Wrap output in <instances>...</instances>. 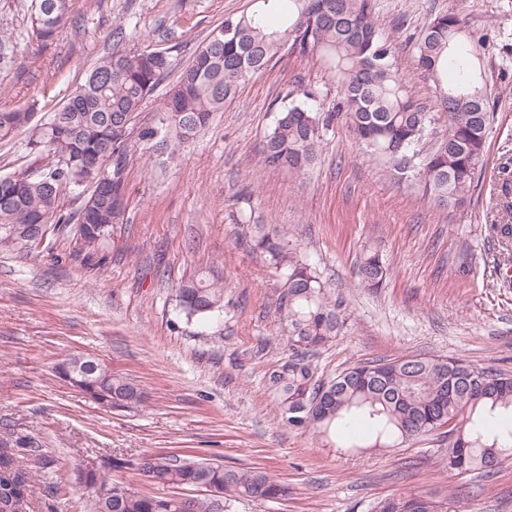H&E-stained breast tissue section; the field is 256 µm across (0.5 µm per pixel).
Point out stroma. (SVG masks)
Returning <instances> with one entry per match:
<instances>
[{"label":"stroma","instance_id":"1","mask_svg":"<svg viewBox=\"0 0 512 512\" xmlns=\"http://www.w3.org/2000/svg\"><path fill=\"white\" fill-rule=\"evenodd\" d=\"M380 23L420 101L411 38L451 0H379ZM251 0H73L72 18L48 43L28 40L0 82V107L36 105L47 122L97 60L116 47V26L170 50L177 66ZM489 45L495 101L471 202L448 212L390 177L336 126L306 175L257 167L280 106L300 89L334 106L321 63L284 55L243 83L236 99L179 161L126 158L124 215L96 251L54 232L35 249L0 246V451L31 479L29 512H87L74 474L118 455L191 454L258 467L286 490L273 501L235 499L227 512H371L398 494L454 498L455 512H512V457L484 481L440 469L448 438L432 433L396 448H339L284 426L266 380L287 360L276 314L282 278L249 247L255 224L280 225L315 264L344 326L315 359L323 376L400 355L456 357L512 370V287L503 285L496 229L501 171L512 172V53ZM379 254L381 287L358 266ZM202 277L224 307L186 321L174 287ZM94 356L137 384L142 402L98 406L60 379L55 364ZM68 485L55 492L54 483Z\"/></svg>","mask_w":512,"mask_h":512}]
</instances>
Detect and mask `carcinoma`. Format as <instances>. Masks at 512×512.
Returning <instances> with one entry per match:
<instances>
[{
    "instance_id": "obj_1",
    "label": "carcinoma",
    "mask_w": 512,
    "mask_h": 512,
    "mask_svg": "<svg viewBox=\"0 0 512 512\" xmlns=\"http://www.w3.org/2000/svg\"><path fill=\"white\" fill-rule=\"evenodd\" d=\"M254 7L227 17L180 70L156 118L137 122L144 101L174 71L172 56L141 42L99 59L53 118L34 124L35 104L0 109V141L31 131L27 146L46 161L37 174L0 176V244L38 247L49 230L73 233L88 247L112 234L125 186V159L140 150L176 162L236 98L241 83L263 73L281 53L320 56L336 85V108L323 110L318 94L278 110L265 137L264 167L304 175L318 160L334 123L372 158L386 161L397 180L419 182L430 202L451 212L463 208L482 165L492 122L495 87L486 50L496 28L470 27L450 6L430 17L416 40V70L435 89V108L415 95L400 72L396 48L378 23V0H252ZM72 0H30V34L53 39L70 19ZM18 36L0 31V77L18 56ZM446 128L434 130L436 112ZM91 188L76 210L61 198ZM250 249L281 272L277 314L292 356L273 369L267 388L288 428L330 439L357 421L372 431L374 446L394 447L448 425L452 437L441 461L459 474H490L512 457V371L464 359L398 356L355 363L334 377L318 374L316 354L340 332L337 306L307 256L289 245L276 224H255ZM386 276L375 254L359 266L361 283L379 286ZM179 312L188 321L211 318L223 307L224 289L201 278L179 284ZM95 403L126 408L139 389L103 368L84 384ZM138 469L160 487L206 492L202 499L151 495L110 481L100 469L78 474L90 489L88 512H226L228 501H271L286 489L257 468L224 466L188 454L146 456ZM114 494L105 496V492ZM29 485L14 459L0 455V512H27ZM373 512H451L431 495L394 496Z\"/></svg>"
}]
</instances>
